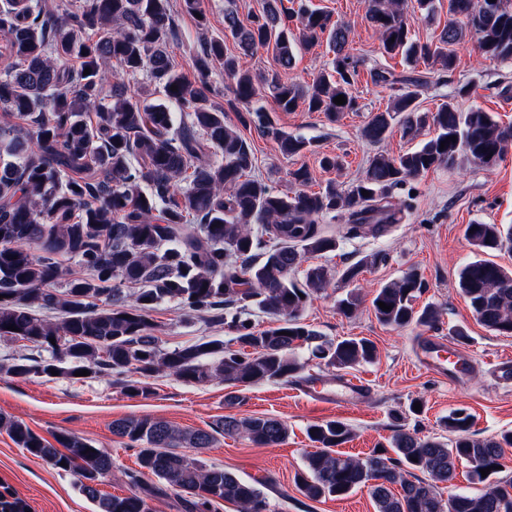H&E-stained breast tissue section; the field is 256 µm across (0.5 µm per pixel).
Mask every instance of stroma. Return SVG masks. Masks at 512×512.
<instances>
[{"label":"stroma","mask_w":512,"mask_h":512,"mask_svg":"<svg viewBox=\"0 0 512 512\" xmlns=\"http://www.w3.org/2000/svg\"><path fill=\"white\" fill-rule=\"evenodd\" d=\"M182 0H169L173 32L167 51L180 73L196 80V61L206 43L223 41L235 52L232 38L224 34L225 9L236 10L242 21L258 14L262 0H200L202 15L181 8ZM306 4L328 11L333 20L351 25L348 51L358 58L357 81L352 88L358 109L332 120L320 112L297 109L281 111L270 93L255 99V106L284 131L309 140L312 147L297 157L282 156L275 144L254 127L242 128L256 156L255 173L274 190L294 192L290 170L307 166L309 190L320 191L329 182L347 185L361 177L377 147L360 136V130L375 112L391 104L389 90L373 85L369 71L382 67L402 71L401 57L382 55L377 36L365 19L366 0H305ZM456 67L447 81H440L439 64L422 66L428 83L417 104L421 111L434 112L453 95L456 87L469 85L473 95L459 99L461 110L478 106L495 113L503 124H512V60L493 61L482 57L473 38L455 47ZM292 69L277 70L274 51L262 48L245 59V66L257 75L277 73L281 81L307 84L327 70L333 58L327 43L297 50ZM338 161L326 168L322 157ZM401 205L400 223L390 225L382 236L369 234L347 238L335 252L321 256L320 264L341 271L361 257L379 251L384 262L364 271L358 280L347 283L334 278L330 287L314 295L303 319L321 335L331 339L364 336L377 348L376 359L346 369V376L362 381L366 391L347 405H329L314 400L298 384L262 382L238 390L218 382L185 383L158 374L150 378L149 398L126 395L116 379L92 377L63 379L45 375L16 379L0 375V413L24 421L33 431L52 439L69 432L92 441L112 456L116 472L134 471L138 465L132 451L113 435V420L125 416H150L183 429H208L227 415L280 418L288 425V439L274 448H261L247 440L222 437L204 458L208 464L228 469L251 480L271 477L266 494L270 512H375L367 490L321 501L304 497L294 483L303 459L314 445L307 437L310 425L339 420L353 431L342 452L367 456L388 444L395 431L417 430L419 435H442L441 422L449 412L464 408L473 417L472 433L487 438L512 430V386L499 383L490 369L501 357H512V336H502L479 323L458 286L462 266L474 259L475 249L465 236L467 224H512V146L502 162L491 170L441 167L391 191ZM418 272L426 284L415 302L416 309L433 306L439 313L435 328L409 326L394 329L376 319L371 300L378 288L398 279L406 270ZM356 293L360 306L352 316H344L337 302ZM157 324L159 344L171 350L207 337H226L227 326L208 322L172 302L158 306L150 314ZM446 337L449 346L469 360V369L455 382H448L415 361L420 337ZM422 400L414 414L409 406ZM8 485L25 499L31 512H96L94 504L80 490L76 474L60 472L18 448L7 434L0 433V484Z\"/></svg>","instance_id":"stroma-1"}]
</instances>
